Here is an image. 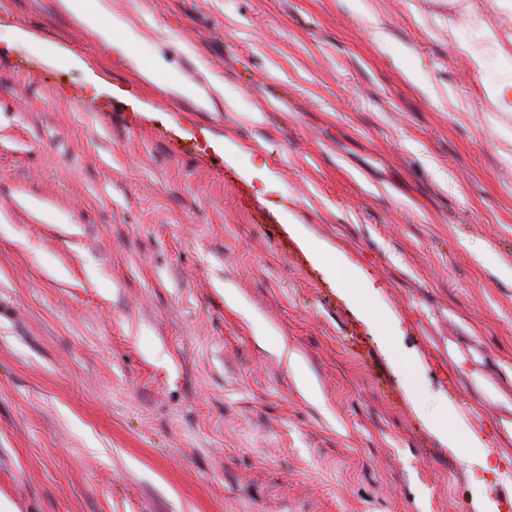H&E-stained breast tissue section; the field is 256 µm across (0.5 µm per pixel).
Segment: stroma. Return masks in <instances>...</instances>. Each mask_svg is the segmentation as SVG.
Instances as JSON below:
<instances>
[{"mask_svg": "<svg viewBox=\"0 0 512 512\" xmlns=\"http://www.w3.org/2000/svg\"><path fill=\"white\" fill-rule=\"evenodd\" d=\"M103 3L205 97L0 0V512H475L426 411L512 460V0ZM293 232L299 238L301 244L311 253L313 258L327 267L329 274L335 278L336 281H343L356 276V268L347 262L341 254L337 252L336 254H332L324 245L305 237L303 231L298 226L293 227Z\"/></svg>", "mask_w": 512, "mask_h": 512, "instance_id": "stroma-1", "label": "stroma"}]
</instances>
